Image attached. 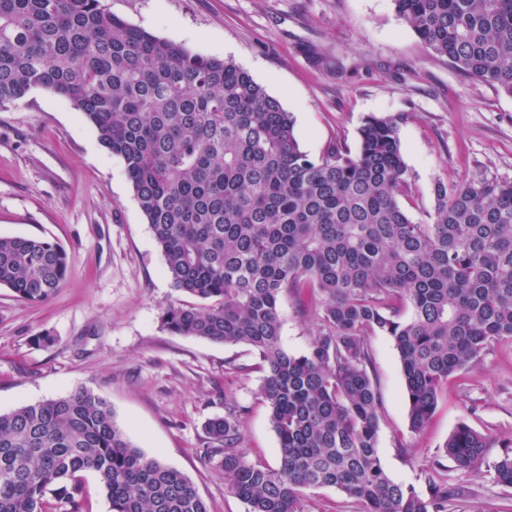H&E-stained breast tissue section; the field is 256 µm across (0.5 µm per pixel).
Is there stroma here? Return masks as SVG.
I'll return each instance as SVG.
<instances>
[{"instance_id":"35a3bbf8","label":"stroma","mask_w":512,"mask_h":512,"mask_svg":"<svg viewBox=\"0 0 512 512\" xmlns=\"http://www.w3.org/2000/svg\"><path fill=\"white\" fill-rule=\"evenodd\" d=\"M135 27L205 56L233 60L286 111L301 149L330 140L358 148L370 116L399 121L410 190L400 202L428 221L436 181L512 182V97L430 53L392 0H104ZM46 238L73 268L53 298L17 300L0 288V412L79 388L104 397L145 455L186 474L210 512H248L208 455L205 423L240 410L246 458L270 467L279 444L261 398L264 373L243 344L175 335L161 326L184 302L134 196L123 161L68 101L37 88L0 106V237ZM281 339L305 353L314 314L282 299ZM40 334L52 345L37 344ZM382 398L378 454L396 482L427 494L435 481L468 490L453 512H512L494 465L512 442V340L489 346L448 380L434 416L411 431L398 352L370 339ZM491 435L480 473L455 468L443 444L460 422Z\"/></svg>"}]
</instances>
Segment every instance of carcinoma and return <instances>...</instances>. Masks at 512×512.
I'll return each mask as SVG.
<instances>
[{
  "mask_svg": "<svg viewBox=\"0 0 512 512\" xmlns=\"http://www.w3.org/2000/svg\"><path fill=\"white\" fill-rule=\"evenodd\" d=\"M421 43L512 97V0H393ZM46 88L69 101L120 157L176 290L174 334L244 344L278 438L276 468L246 460L237 406L208 421L227 487L248 512H302L305 489L336 488L364 512H448L465 494L394 481L378 456L382 399L368 339H392L410 427L432 418L448 379L512 339V182L434 184L430 222L408 190L398 121L368 117L350 153L303 151L281 103L231 60L190 52L112 15L103 0H0V105ZM71 270L58 244L0 238V288L45 302ZM319 327L288 353L279 302ZM493 441L460 423L444 444L477 474ZM512 486V453L496 466ZM92 472L111 512H209L194 483L135 447L105 399L79 388L0 413V512H49L53 492L83 512Z\"/></svg>",
  "mask_w": 512,
  "mask_h": 512,
  "instance_id": "carcinoma-1",
  "label": "carcinoma"
}]
</instances>
